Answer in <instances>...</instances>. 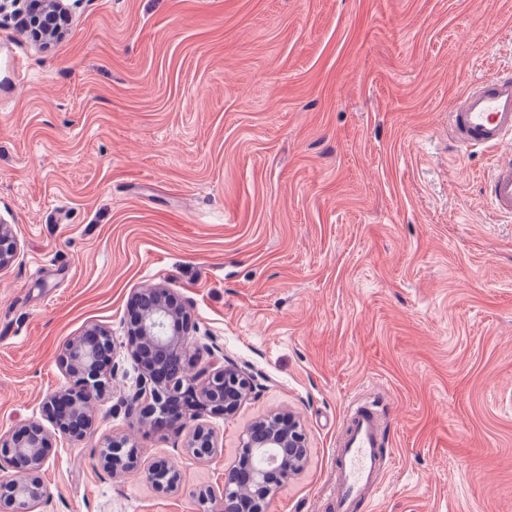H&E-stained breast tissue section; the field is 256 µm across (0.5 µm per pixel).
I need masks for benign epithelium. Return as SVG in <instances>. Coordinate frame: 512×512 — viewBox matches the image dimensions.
I'll return each instance as SVG.
<instances>
[{"label": "benign epithelium", "mask_w": 512, "mask_h": 512, "mask_svg": "<svg viewBox=\"0 0 512 512\" xmlns=\"http://www.w3.org/2000/svg\"><path fill=\"white\" fill-rule=\"evenodd\" d=\"M15 253L10 225L0 224V267ZM130 308L127 352L137 363L138 377L125 404L139 423L159 415L167 417L169 427L185 428L187 417L179 411L185 384L197 391L202 406L226 419L233 417L257 388L256 376L228 360L218 363L201 380L187 374L178 382L169 379L167 364L184 359L192 328L186 303L172 290L157 285L136 291ZM105 342L113 345L109 332L92 325L66 344L60 363L75 378V387L53 395L46 403L54 430L31 424L9 438L0 437V459L7 460L15 471L9 482L0 484L3 512H33L47 494L40 473L55 434L77 439L94 424L93 403L109 387L117 369L114 355L102 354ZM187 448L200 458L209 456L215 448L212 431L196 425ZM104 460L114 474L140 467L137 449L125 438L112 439ZM306 461V434L300 420L289 412L269 414L253 421L242 434L236 460L225 471L222 492L201 489L198 500L203 505L219 502L214 512H269L274 491L297 475ZM146 473L161 492L171 493L179 487V472L166 458L152 462ZM240 484L251 490L250 500L244 504L238 498Z\"/></svg>", "instance_id": "1"}]
</instances>
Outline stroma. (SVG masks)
<instances>
[{
	"mask_svg": "<svg viewBox=\"0 0 512 512\" xmlns=\"http://www.w3.org/2000/svg\"><path fill=\"white\" fill-rule=\"evenodd\" d=\"M44 45L0 17V437L47 424L63 346L105 327L118 372L83 438L56 437L35 512H202L255 419L289 411L304 469L269 512H322L350 402L385 404L375 512H512V218L448 109L512 67V0H64ZM28 72L11 87L13 58ZM189 304L190 373L260 385L187 430L122 402L131 295ZM136 446L113 474L101 449ZM165 457L181 488L143 468ZM187 448L200 458L210 456L216 448L212 431L203 425L197 424L189 436ZM107 448L104 460L112 468V473L131 471L141 466L137 449L128 445L127 438H112Z\"/></svg>",
	"mask_w": 512,
	"mask_h": 512,
	"instance_id": "35a3bbf8",
	"label": "stroma"
}]
</instances>
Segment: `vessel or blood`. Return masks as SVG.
<instances>
[{"label":"vessel or blood","instance_id":"1","mask_svg":"<svg viewBox=\"0 0 512 512\" xmlns=\"http://www.w3.org/2000/svg\"><path fill=\"white\" fill-rule=\"evenodd\" d=\"M448 120L459 148L499 150L489 178V203L512 218V154L502 151L512 144V72L483 78L454 104ZM386 428L378 398L366 394L350 403L324 512H368L385 473Z\"/></svg>","mask_w":512,"mask_h":512}]
</instances>
